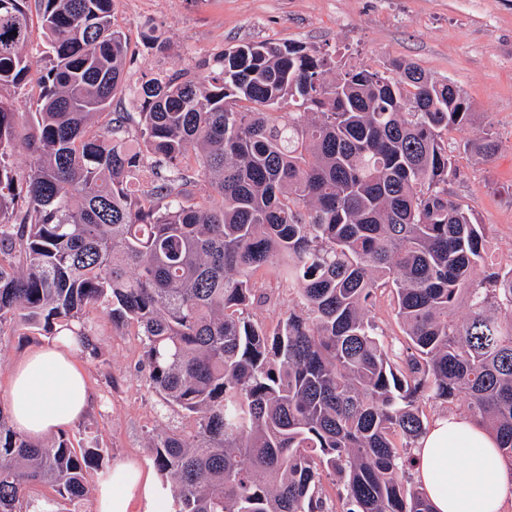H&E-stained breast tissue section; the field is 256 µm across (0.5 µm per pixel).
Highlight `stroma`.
I'll return each mask as SVG.
<instances>
[{
	"label": "stroma",
	"instance_id": "stroma-1",
	"mask_svg": "<svg viewBox=\"0 0 512 512\" xmlns=\"http://www.w3.org/2000/svg\"><path fill=\"white\" fill-rule=\"evenodd\" d=\"M112 23L132 51L129 80L112 102L116 112L138 111L141 73L191 70L246 42L304 46L327 59L332 79L402 59L454 81L474 117L468 133L448 135L458 169L448 191L484 225L489 261L512 264V0H115ZM487 132L499 145L493 158L465 152L466 139ZM90 319L101 353L80 361L93 404L68 433L76 440L95 437L107 450L106 468L151 470L148 433L188 432L194 422L149 390L135 326L113 330L102 310Z\"/></svg>",
	"mask_w": 512,
	"mask_h": 512
}]
</instances>
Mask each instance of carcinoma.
Masks as SVG:
<instances>
[{"label":"carcinoma","mask_w":512,"mask_h":512,"mask_svg":"<svg viewBox=\"0 0 512 512\" xmlns=\"http://www.w3.org/2000/svg\"><path fill=\"white\" fill-rule=\"evenodd\" d=\"M37 3L0 0V86L26 87L34 24L52 57L29 111L0 101V337L68 332L95 358L90 312L137 326L147 386L195 422L149 436L167 512H334L325 473L342 512H432L406 478L423 398L464 399L512 458V266L485 262L484 225L448 194L460 86L400 59L330 80L300 45L247 42L200 75L143 74L141 111L112 112L114 0ZM265 269L295 301L272 330L252 315ZM385 286L396 348L369 316ZM105 454L34 442L0 408V512H31L39 485L70 512Z\"/></svg>","instance_id":"obj_1"}]
</instances>
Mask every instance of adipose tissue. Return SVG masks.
<instances>
[{"label": "adipose tissue", "mask_w": 512, "mask_h": 512, "mask_svg": "<svg viewBox=\"0 0 512 512\" xmlns=\"http://www.w3.org/2000/svg\"><path fill=\"white\" fill-rule=\"evenodd\" d=\"M74 341L59 338L27 351L13 365L10 384L0 397L13 425L33 440L78 422L90 405ZM415 478L434 512H505L512 502V464H507L494 436L464 413L436 417L419 437ZM128 467L103 474L96 485L95 512H129L131 498L115 493L130 480L145 500L159 498L151 477L129 478Z\"/></svg>", "instance_id": "1"}]
</instances>
